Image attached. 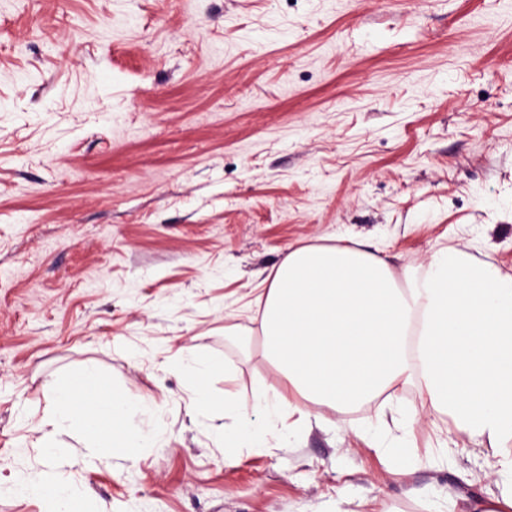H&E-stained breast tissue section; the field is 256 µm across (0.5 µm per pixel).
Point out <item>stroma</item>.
<instances>
[{"label": "stroma", "mask_w": 512, "mask_h": 512, "mask_svg": "<svg viewBox=\"0 0 512 512\" xmlns=\"http://www.w3.org/2000/svg\"><path fill=\"white\" fill-rule=\"evenodd\" d=\"M338 237L400 279L448 246L512 275V0H0V482L46 469L56 379L98 368L167 428L134 458L59 436L56 473L103 512L500 494L512 441L455 432L413 383L225 455L282 385L251 301L288 251ZM187 352L238 416H194Z\"/></svg>", "instance_id": "stroma-1"}]
</instances>
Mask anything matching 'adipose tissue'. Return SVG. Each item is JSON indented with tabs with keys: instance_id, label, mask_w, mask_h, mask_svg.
I'll use <instances>...</instances> for the list:
<instances>
[{
	"instance_id": "adipose-tissue-1",
	"label": "adipose tissue",
	"mask_w": 512,
	"mask_h": 512,
	"mask_svg": "<svg viewBox=\"0 0 512 512\" xmlns=\"http://www.w3.org/2000/svg\"><path fill=\"white\" fill-rule=\"evenodd\" d=\"M263 353L283 389L257 395L225 448H262L268 426L304 404L354 409L416 380L454 430L495 446L512 440V275L448 248L399 284L378 246L342 238L292 249L256 298ZM194 410L231 411L206 381L211 362L185 356Z\"/></svg>"
}]
</instances>
